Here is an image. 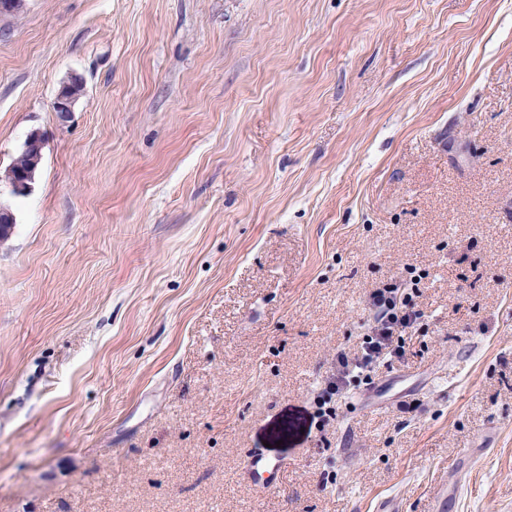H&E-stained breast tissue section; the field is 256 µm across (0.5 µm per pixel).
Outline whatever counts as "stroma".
<instances>
[{"mask_svg":"<svg viewBox=\"0 0 512 512\" xmlns=\"http://www.w3.org/2000/svg\"><path fill=\"white\" fill-rule=\"evenodd\" d=\"M33 132L0 512H430L473 448L447 512H512V0H24L0 170ZM410 267L404 356L329 393ZM83 81L80 77H72L71 82L64 85L56 95L53 101V110L61 118H66L72 110V107L77 100V96L74 93L75 86L82 84ZM279 465H270L262 458H254L250 463V472L257 482L264 488L272 489L275 487L278 473L281 470Z\"/></svg>","mask_w":512,"mask_h":512,"instance_id":"obj_1","label":"stroma"}]
</instances>
